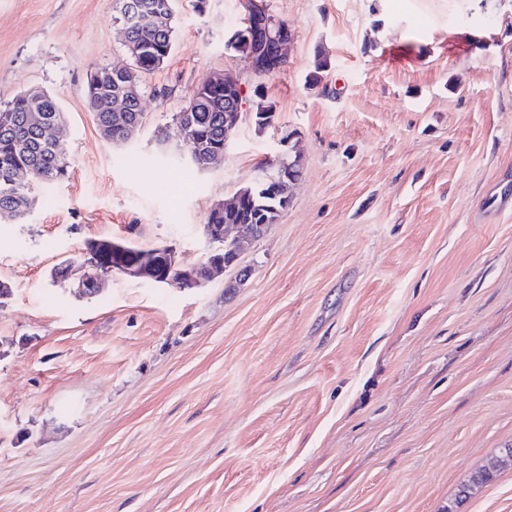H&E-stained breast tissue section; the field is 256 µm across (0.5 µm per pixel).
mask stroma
I'll return each instance as SVG.
<instances>
[{
  "instance_id": "1",
  "label": "stroma",
  "mask_w": 512,
  "mask_h": 512,
  "mask_svg": "<svg viewBox=\"0 0 512 512\" xmlns=\"http://www.w3.org/2000/svg\"><path fill=\"white\" fill-rule=\"evenodd\" d=\"M266 2L294 39L259 76L243 0H175L113 144L86 91L130 63L120 0H0V105L53 94L70 165L0 221V512H512V469L455 502L512 445V0ZM224 72L242 119L200 171L158 132ZM294 157L243 285L52 282L98 238L204 262L213 205Z\"/></svg>"
}]
</instances>
